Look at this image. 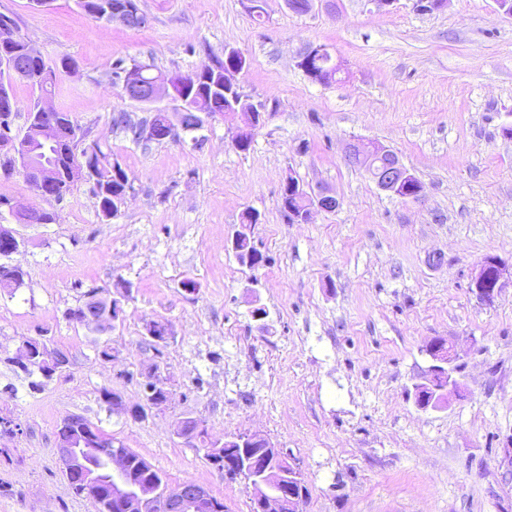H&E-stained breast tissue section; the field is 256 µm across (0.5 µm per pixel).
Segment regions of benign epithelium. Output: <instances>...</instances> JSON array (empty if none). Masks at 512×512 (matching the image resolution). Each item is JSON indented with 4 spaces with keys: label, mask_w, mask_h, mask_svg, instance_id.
I'll return each instance as SVG.
<instances>
[{
    "label": "benign epithelium",
    "mask_w": 512,
    "mask_h": 512,
    "mask_svg": "<svg viewBox=\"0 0 512 512\" xmlns=\"http://www.w3.org/2000/svg\"><path fill=\"white\" fill-rule=\"evenodd\" d=\"M232 56L235 67L224 72V88L238 87L236 75L246 66L245 57L234 49L224 52ZM0 66L13 79L40 84L47 79L44 73L31 74L26 69L8 63V55H0ZM122 87L128 90V97L143 104H154L170 95L173 84L178 82V76L173 75L164 79H155L144 83L143 69L130 66L121 72ZM242 121L233 126V143L251 132L253 127L265 125L268 114L265 112H249L241 114ZM84 140L80 130L71 128L60 129L53 122L28 123L23 133L11 134L5 138V147L0 151V169L21 174L31 188L43 198H58V193L50 191L56 180L54 168L49 165H39L34 161L33 142L57 145L60 142L79 144ZM345 160L360 158L365 161L369 174L377 187L400 198L417 199L421 191L411 193V180L414 175L407 169L389 147L375 141L351 140L344 147ZM100 154L96 144L90 143L82 148L81 159L72 168L71 181H84L91 187L93 193H98V186L93 180L95 166ZM299 192L307 198V206L301 211L297 223L306 224L311 220L313 211L331 212L339 207L338 198L328 190L316 194L300 187ZM15 221V225H0V240L6 249L5 257L17 253L25 244V238L20 228L39 223V217L47 212L45 208H35L23 205L12 198L0 204ZM512 278V271L494 256H488L478 265L472 279V292L477 299L485 304H492L500 296L506 284V279ZM130 294L122 291L106 295L104 312L101 317L83 323L97 332L112 330V320L120 313ZM426 353L431 360L428 375L441 374L447 378V385L434 393L415 391L414 398L417 407L421 409L439 408L452 397L460 395L461 384L457 377L460 358L454 346L442 338L432 340L426 347ZM14 362L19 367L40 366L49 363L44 374L51 376L55 372H63L68 362L51 359L45 344L33 346L22 340L16 351ZM153 383L152 401L147 405H136L127 408L119 399H114V407L126 411L136 419H144L148 412L167 407L172 387L168 378L154 372L147 377ZM96 439L82 425L81 417L70 416L65 419L63 431L56 438V454L63 465L67 480L81 486L83 494L91 498L98 507L108 501L116 512H153L157 502L164 498L176 504L177 512H219L221 507L212 499L209 491L196 483H185L174 491H161L149 482H141L134 478L127 468L124 454L108 449L106 442ZM261 441L264 448L257 453H245L234 457L228 453L221 454L220 449L251 448L254 443ZM211 463L224 466V474L229 478H240L246 473L255 475L251 482L254 489V512H302L306 498L305 484L301 471L295 464H288V471L280 473L277 478L278 486L270 484L271 469L267 463L283 457V453L264 434L260 432H239L224 436V442L216 443Z\"/></svg>",
    "instance_id": "obj_1"
}]
</instances>
